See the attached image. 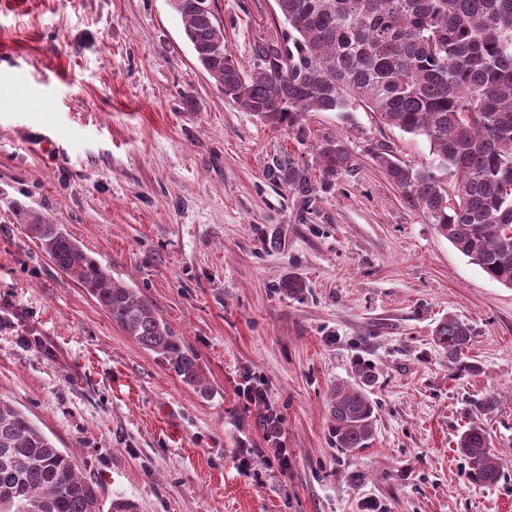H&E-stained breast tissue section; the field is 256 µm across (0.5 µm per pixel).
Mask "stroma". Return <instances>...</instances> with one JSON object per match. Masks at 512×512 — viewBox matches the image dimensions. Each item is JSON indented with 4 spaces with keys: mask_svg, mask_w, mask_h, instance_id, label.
<instances>
[{
    "mask_svg": "<svg viewBox=\"0 0 512 512\" xmlns=\"http://www.w3.org/2000/svg\"><path fill=\"white\" fill-rule=\"evenodd\" d=\"M244 65L288 29L276 0H215ZM49 100L53 111H40ZM51 138L52 147L42 144ZM353 169L321 183L315 149ZM427 166L428 142L354 107L264 123L198 63L171 0H0V396L28 411L97 487L136 512H512V288L491 281L375 161ZM294 161L308 182L273 173ZM62 225L145 296L205 370L206 394L142 349L27 236ZM302 296L282 290L288 277ZM475 329V375L433 341ZM377 373L367 448L337 447L328 400ZM265 390L288 466L269 459ZM504 465L469 483L470 402ZM319 169L325 187L332 186L336 180L351 171L352 158L346 143L339 139L326 140L317 148ZM238 394L246 406L254 405L263 406L265 408L266 426L268 429L270 428L269 440L275 441L279 439L277 436V424L279 422V417L278 414L273 412V409L268 406L266 392L257 387H253L250 384H246L239 389Z\"/></svg>",
    "mask_w": 512,
    "mask_h": 512,
    "instance_id": "1",
    "label": "stroma"
}]
</instances>
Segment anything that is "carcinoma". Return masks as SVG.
I'll return each instance as SVG.
<instances>
[{
  "instance_id": "cac0c4a2",
  "label": "carcinoma",
  "mask_w": 512,
  "mask_h": 512,
  "mask_svg": "<svg viewBox=\"0 0 512 512\" xmlns=\"http://www.w3.org/2000/svg\"><path fill=\"white\" fill-rule=\"evenodd\" d=\"M197 60L224 95L277 126H299L312 110L349 111L358 102L387 126L424 137L435 170L388 153L376 161L412 208L427 214L440 235L489 279L512 287V0H278L288 22L282 39L254 44L247 67L224 45L215 13L194 0H172ZM221 43V53L213 44ZM322 183L351 171L346 143L317 148ZM290 186L307 181L288 161ZM28 236L72 282L137 344L163 359L188 386L207 390L196 353L136 289L86 253L58 224L26 213ZM448 368L475 375L468 356L474 329L449 315L432 330ZM355 383L330 394L331 430L338 448H367L375 407L367 394L374 367L355 364ZM472 484L503 476L488 435L472 423L456 441ZM0 512H100L95 484L23 410L0 398Z\"/></svg>"
}]
</instances>
